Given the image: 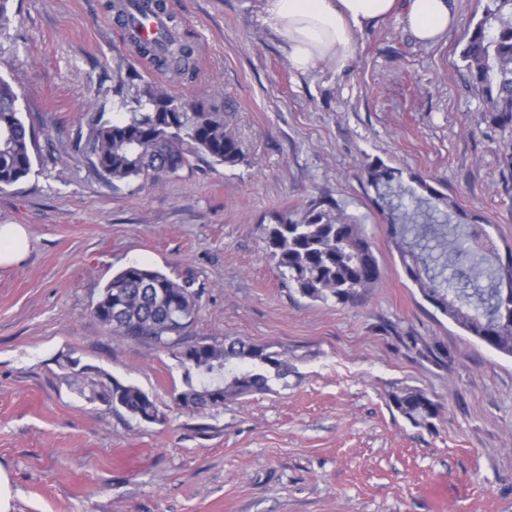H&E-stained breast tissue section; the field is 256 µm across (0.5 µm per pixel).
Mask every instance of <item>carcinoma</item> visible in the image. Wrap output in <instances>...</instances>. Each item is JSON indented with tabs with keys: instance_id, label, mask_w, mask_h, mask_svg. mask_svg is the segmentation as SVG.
<instances>
[{
	"instance_id": "cac0c4a2",
	"label": "carcinoma",
	"mask_w": 512,
	"mask_h": 512,
	"mask_svg": "<svg viewBox=\"0 0 512 512\" xmlns=\"http://www.w3.org/2000/svg\"><path fill=\"white\" fill-rule=\"evenodd\" d=\"M130 7L141 16H158L165 13L163 0H112V8L124 18L128 45L138 59L194 78L195 47L177 35L161 42L142 40ZM460 57L491 121L512 127V0H485ZM117 96L112 108L119 117H106L103 107L95 112L85 145L98 174L112 187L134 180L157 185L197 157L228 166L241 162V147L225 132L224 111L217 105L201 101L188 112L186 104L153 82L137 87L130 99L120 90ZM17 102L14 87L0 77V190L23 182L34 165V135ZM365 177L377 197L388 201L390 222L400 223L412 237L402 262L424 300L488 348L512 357V294L502 290L504 280H512V268L496 261L497 245L483 225L438 221L442 208L456 204L419 177L405 183L401 170L380 161L366 166ZM263 233L280 274L312 301L354 306L380 280V263L364 225L332 204L312 205L300 221L278 214ZM449 267L457 270L464 287L444 277ZM199 311L200 295L191 280H174L139 264L113 275L92 307L93 316L112 335L170 352L184 370V389L177 398L197 412L218 408L230 396L269 390L271 369L277 378L286 374L280 354L240 340L202 339L180 349ZM73 378L90 401L104 395L112 409L142 421L159 416L154 399L134 385L77 370ZM390 402L422 427L432 426L443 409L426 391L412 387L392 393Z\"/></svg>"
}]
</instances>
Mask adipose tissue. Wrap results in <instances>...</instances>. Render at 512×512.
<instances>
[{"label": "adipose tissue", "mask_w": 512, "mask_h": 512, "mask_svg": "<svg viewBox=\"0 0 512 512\" xmlns=\"http://www.w3.org/2000/svg\"><path fill=\"white\" fill-rule=\"evenodd\" d=\"M265 12L301 72L323 61L344 68L355 33L395 14L422 42L438 40L455 22L451 0H266Z\"/></svg>", "instance_id": "adipose-tissue-1"}]
</instances>
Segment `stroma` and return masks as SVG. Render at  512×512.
<instances>
[{
  "mask_svg": "<svg viewBox=\"0 0 512 512\" xmlns=\"http://www.w3.org/2000/svg\"><path fill=\"white\" fill-rule=\"evenodd\" d=\"M197 46L199 72L144 79L224 106L243 159L203 157L157 186L112 187L85 150L91 106L111 105L130 47L108 0H12L0 76L35 135L26 181L0 191V225L28 254L0 266V470L12 512H512V357L425 301L405 240L364 177L379 160L422 177L512 247V129L493 124L459 58L483 0L424 44L399 16L357 32L343 69L302 73L265 20L264 0H165ZM334 201L371 238L383 270L357 306L289 288L262 234ZM190 278L201 309L185 344L239 338L288 365L270 391L197 414L183 371L153 344L91 313L120 268ZM80 359L156 402L148 423L81 396ZM404 387L444 409L417 427L390 403Z\"/></svg>",
  "mask_w": 512,
  "mask_h": 512,
  "instance_id": "stroma-1",
  "label": "stroma"
}]
</instances>
